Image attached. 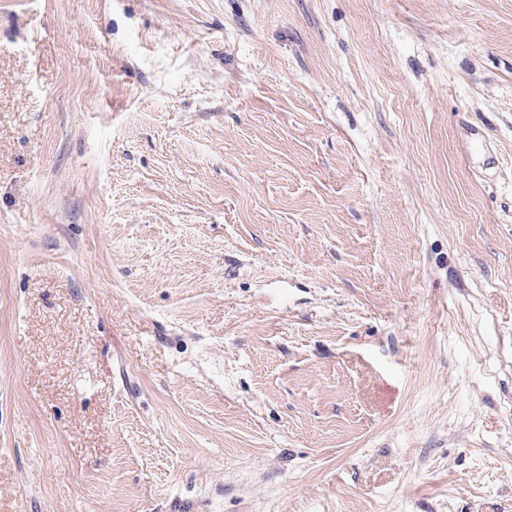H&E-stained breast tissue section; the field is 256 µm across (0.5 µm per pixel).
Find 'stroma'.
Instances as JSON below:
<instances>
[{"mask_svg": "<svg viewBox=\"0 0 512 512\" xmlns=\"http://www.w3.org/2000/svg\"><path fill=\"white\" fill-rule=\"evenodd\" d=\"M0 512H512V0H0Z\"/></svg>", "mask_w": 512, "mask_h": 512, "instance_id": "stroma-1", "label": "stroma"}]
</instances>
